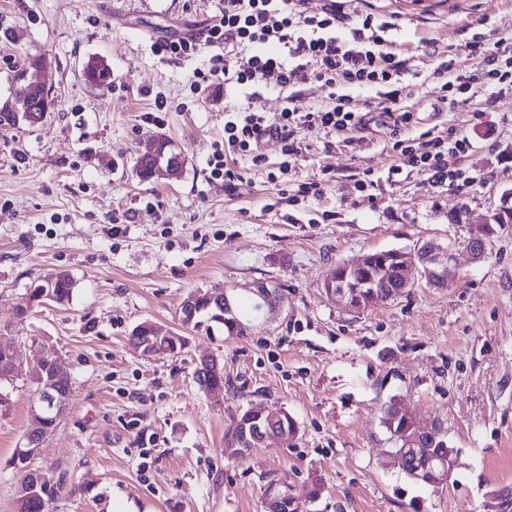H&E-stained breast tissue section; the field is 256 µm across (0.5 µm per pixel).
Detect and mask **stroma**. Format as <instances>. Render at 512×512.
<instances>
[{"label":"stroma","mask_w":512,"mask_h":512,"mask_svg":"<svg viewBox=\"0 0 512 512\" xmlns=\"http://www.w3.org/2000/svg\"><path fill=\"white\" fill-rule=\"evenodd\" d=\"M219 0H0V112L13 109L26 58L54 106L37 124H0V337L21 365L0 417V512H16L22 447L37 350L55 356L72 382L69 405L31 470L64 481L50 512H109L120 491L151 512H264L269 481L316 491L310 512H485L486 495L512 488V224L473 261L465 248L475 222L512 189V85L475 87L446 98L434 76L455 56L478 64L512 48V0H360V14L389 23L388 49L408 61L402 103L413 122L393 133L371 88L353 90L365 129L355 144L318 129L298 130L302 154L285 164L265 139L262 167L239 158L234 186L208 179L224 145L227 113L275 114L325 106L312 81L289 91L275 78L241 89L217 83L194 94L210 47L190 59L154 51L174 29L213 20ZM112 70L85 82L89 58ZM168 102L155 123V97ZM467 138L453 162L467 181L436 180L398 161L396 138L424 132ZM185 159L181 177L143 182L134 169L151 134ZM314 183L317 193L298 195ZM120 234H113V224ZM434 240L453 246L458 279L445 289L413 275L395 299L356 312L324 289L337 266L379 250ZM66 271L69 303L30 305L39 280ZM277 290L274 308L254 313L253 283ZM231 291L250 328L243 336L185 329L181 304L193 291ZM29 308L25 320L16 313ZM149 320L185 334L175 357H145L129 341ZM224 363V390L195 384L201 355ZM397 403L457 448L452 477L437 487L410 481L387 454L381 423ZM278 406L297 423L235 457L224 433L245 408Z\"/></svg>","instance_id":"1"}]
</instances>
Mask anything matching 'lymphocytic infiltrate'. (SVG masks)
<instances>
[{
	"mask_svg": "<svg viewBox=\"0 0 512 512\" xmlns=\"http://www.w3.org/2000/svg\"><path fill=\"white\" fill-rule=\"evenodd\" d=\"M350 2L330 0L322 13L308 15L289 0H224L203 39L182 37L158 45V53L172 59L193 56L205 45L214 47L207 68L195 74L193 86L198 91L220 81L253 87L271 74L284 88L316 80L330 90L331 105L311 112L289 107L271 116L246 109L230 112L224 124V147L208 161L210 181L230 186L240 180V173L227 164L231 155L248 157L253 166H263L265 157L259 150L262 137L277 138L284 155L294 160L302 153L295 137L299 128L328 133L361 128L364 115L349 94L356 86H382L381 97L387 113L394 116L395 127L412 122V112L399 107L402 89L396 82L406 72L407 61L385 49L383 26L366 16L352 39L337 36L340 16ZM467 48L481 64L473 73L457 76L458 90L468 91L475 82L488 87L512 83L511 54L483 56L477 40L469 42ZM467 146L463 138L445 141L423 133L417 141L401 146L402 162L391 172L398 175L411 166L435 179L465 178L462 169H449L448 160L465 154Z\"/></svg>",
	"mask_w": 512,
	"mask_h": 512,
	"instance_id": "obj_1",
	"label": "lymphocytic infiltrate"
}]
</instances>
